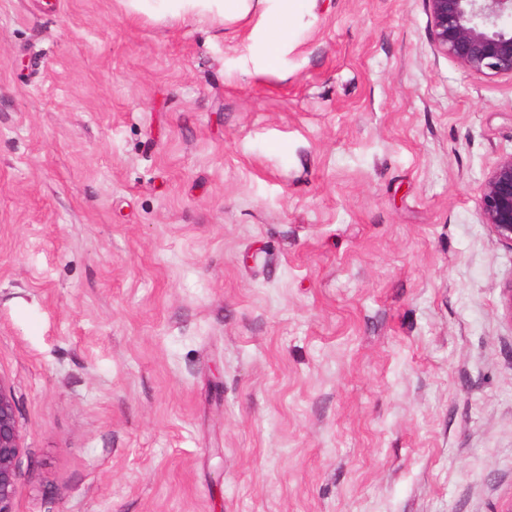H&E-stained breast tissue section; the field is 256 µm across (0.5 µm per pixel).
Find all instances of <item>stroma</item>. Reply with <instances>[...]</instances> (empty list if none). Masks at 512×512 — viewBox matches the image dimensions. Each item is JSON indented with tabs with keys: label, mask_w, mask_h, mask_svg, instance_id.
Masks as SVG:
<instances>
[{
	"label": "stroma",
	"mask_w": 512,
	"mask_h": 512,
	"mask_svg": "<svg viewBox=\"0 0 512 512\" xmlns=\"http://www.w3.org/2000/svg\"><path fill=\"white\" fill-rule=\"evenodd\" d=\"M0 0L13 512H499L512 248L476 215L512 78L426 0ZM272 0H132L143 10H154L155 2H164L166 11L183 15H194L200 11L216 13L222 20L236 21L251 13L261 16L265 34L266 67L271 69L279 50L288 43L294 17L299 11L301 0H273L278 2L275 9L267 10L265 4Z\"/></svg>",
	"instance_id": "35a3bbf8"
}]
</instances>
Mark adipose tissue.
I'll list each match as a JSON object with an SVG mask.
<instances>
[{
	"mask_svg": "<svg viewBox=\"0 0 512 512\" xmlns=\"http://www.w3.org/2000/svg\"><path fill=\"white\" fill-rule=\"evenodd\" d=\"M168 11L192 15L200 11L216 13L222 20L236 21L259 14L265 34L267 66H274L279 50L287 43L300 0H277L275 9H267V0H163Z\"/></svg>",
	"mask_w": 512,
	"mask_h": 512,
	"instance_id": "1",
	"label": "adipose tissue"
}]
</instances>
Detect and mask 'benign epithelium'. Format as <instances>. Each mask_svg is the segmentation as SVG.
Masks as SVG:
<instances>
[{
    "label": "benign epithelium",
    "instance_id": "1",
    "mask_svg": "<svg viewBox=\"0 0 512 512\" xmlns=\"http://www.w3.org/2000/svg\"><path fill=\"white\" fill-rule=\"evenodd\" d=\"M438 53L488 77H512V0H426ZM481 223L512 246V153L487 173L476 202ZM21 435L11 390L0 379V512H13Z\"/></svg>",
    "mask_w": 512,
    "mask_h": 512
}]
</instances>
